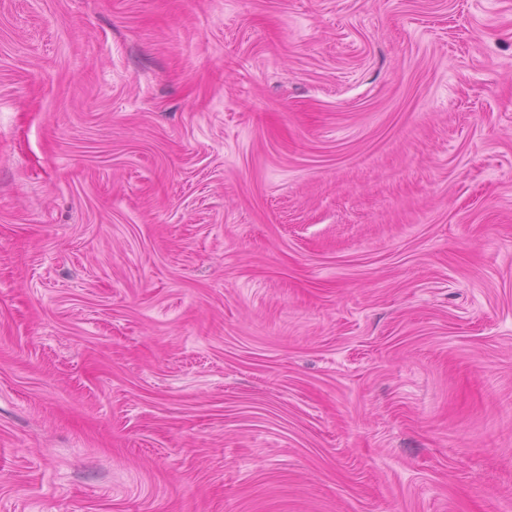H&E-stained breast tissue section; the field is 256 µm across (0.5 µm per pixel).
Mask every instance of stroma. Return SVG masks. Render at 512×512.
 Returning <instances> with one entry per match:
<instances>
[{
    "instance_id": "1",
    "label": "stroma",
    "mask_w": 512,
    "mask_h": 512,
    "mask_svg": "<svg viewBox=\"0 0 512 512\" xmlns=\"http://www.w3.org/2000/svg\"><path fill=\"white\" fill-rule=\"evenodd\" d=\"M0 512H512V0H0Z\"/></svg>"
}]
</instances>
